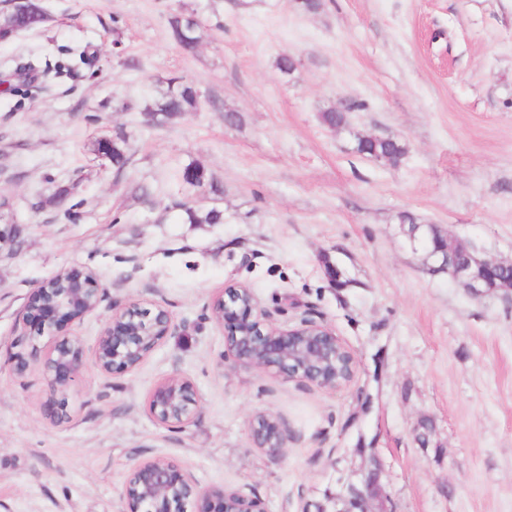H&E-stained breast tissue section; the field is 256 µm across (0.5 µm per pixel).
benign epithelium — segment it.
Returning <instances> with one entry per match:
<instances>
[{"mask_svg": "<svg viewBox=\"0 0 512 512\" xmlns=\"http://www.w3.org/2000/svg\"><path fill=\"white\" fill-rule=\"evenodd\" d=\"M405 235L410 243L421 245L432 271L447 273L471 297L480 299L506 288L512 293V287H507L512 283V260H489L462 244L450 249V237L425 224L407 225ZM102 296L96 274L62 272L33 290L23 320L52 336L62 322L79 320L96 310ZM213 310L224 328V353L238 366L333 390L354 378V352L328 325L302 318L291 325L274 326L245 284L226 286ZM173 328V318L164 308L151 312L135 302L114 306L98 338L95 362L108 373L132 371ZM40 361L52 386L63 387L80 372L84 351L77 338L64 336L55 341L52 354L43 358L29 337L20 335L14 340L8 358L14 372L23 373ZM198 406L194 385L177 374L160 382L150 396V411L162 424H187ZM251 438L254 447L280 457L288 441V428L272 414H259L252 420ZM185 495L196 497L195 512H265L258 497L240 490L220 486L196 489L188 475L163 459L135 466L122 489L128 512H183ZM376 498V488L369 484L363 489L353 487L341 512H375Z\"/></svg>", "mask_w": 512, "mask_h": 512, "instance_id": "obj_1", "label": "benign epithelium"}]
</instances>
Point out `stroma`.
I'll return each mask as SVG.
<instances>
[{
  "mask_svg": "<svg viewBox=\"0 0 512 512\" xmlns=\"http://www.w3.org/2000/svg\"><path fill=\"white\" fill-rule=\"evenodd\" d=\"M43 4L45 28L0 41V82L31 60L67 68L47 92L0 91V228L19 229L0 250V512H125L130 469L155 459L266 512L370 480L383 512H512V299L427 270L400 227L406 215L512 258V0ZM175 13L201 21L195 53L173 41ZM172 77L197 88L200 111L145 125ZM332 107L346 111L337 130L321 120ZM103 135L128 141L124 173L96 159ZM362 135L406 153L358 154ZM191 163L222 187L200 203L223 223L169 210ZM59 185L68 218L45 203ZM64 270L96 273L103 298L62 329L84 349L62 394L8 356L34 288ZM236 283L274 324L323 320L354 352L353 380L326 390L235 366L212 304ZM131 301L167 309L175 329L135 370L102 372L99 334ZM175 373L200 396L182 426L149 409ZM260 413L287 425L284 457L253 446Z\"/></svg>",
  "mask_w": 512,
  "mask_h": 512,
  "instance_id": "1",
  "label": "stroma"
}]
</instances>
